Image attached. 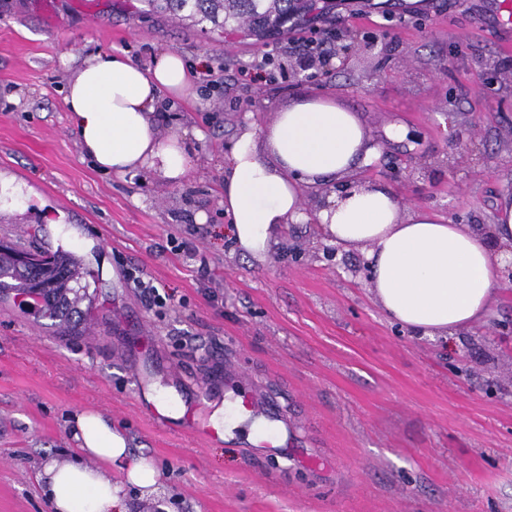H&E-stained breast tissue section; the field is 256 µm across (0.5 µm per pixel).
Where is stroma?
Instances as JSON below:
<instances>
[{"label":"stroma","instance_id":"35a3bbf8","mask_svg":"<svg viewBox=\"0 0 512 512\" xmlns=\"http://www.w3.org/2000/svg\"><path fill=\"white\" fill-rule=\"evenodd\" d=\"M334 2L328 65L300 70L309 50L292 28L255 82L265 43L202 33L142 0H0V174L23 189H0V243L54 252L51 227L65 223L96 242L78 333L0 300V512H50L38 476L70 455L82 410L151 459L178 512H512V287L451 341L421 337L383 313L362 249L289 224L258 259L228 232L221 171L239 126L264 129L308 94L358 115L383 152L360 181L406 209L490 224L512 189L511 35L478 24L489 0ZM100 50L141 65L173 52L194 67L158 119L164 137L201 133L181 183L112 176L81 153L66 86ZM395 126L417 142L393 138ZM218 369L276 410L287 458L252 446L209 386ZM141 374L187 390L200 424L223 412L231 435L208 441L152 419Z\"/></svg>","mask_w":512,"mask_h":512}]
</instances>
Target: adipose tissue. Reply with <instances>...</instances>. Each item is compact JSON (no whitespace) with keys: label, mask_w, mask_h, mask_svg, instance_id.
<instances>
[{"label":"adipose tissue","mask_w":512,"mask_h":512,"mask_svg":"<svg viewBox=\"0 0 512 512\" xmlns=\"http://www.w3.org/2000/svg\"><path fill=\"white\" fill-rule=\"evenodd\" d=\"M182 59L161 52L141 66L109 52L88 57L67 85L65 100L82 153L118 177L148 172L174 184L194 165L182 134L160 136L164 98L185 95ZM354 112L312 94L277 112L263 133L245 124L224 161V211L245 253L265 257L286 225L316 221L347 249L365 247L370 282L384 312L418 336L448 337L485 316L503 263L512 256V195H503L490 229L454 224L424 210L404 212L380 185L343 182L370 167L376 149ZM329 187L314 211L304 191ZM77 449L45 464L39 475L51 512H135L111 469L151 491L156 471L134 455L125 435L101 414L76 415Z\"/></svg>","instance_id":"1"}]
</instances>
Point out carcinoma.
<instances>
[{"mask_svg": "<svg viewBox=\"0 0 512 512\" xmlns=\"http://www.w3.org/2000/svg\"><path fill=\"white\" fill-rule=\"evenodd\" d=\"M160 12L178 16L189 13L198 25H211L222 33L244 31L257 41L280 35L292 26L325 16L329 0H147ZM22 250L0 248V297L12 293L32 302L60 322L78 310L82 297L70 283L82 278L80 262L72 255L44 254L38 273L33 275L17 261ZM72 297H66V293Z\"/></svg>", "mask_w": 512, "mask_h": 512, "instance_id": "carcinoma-1", "label": "carcinoma"}]
</instances>
